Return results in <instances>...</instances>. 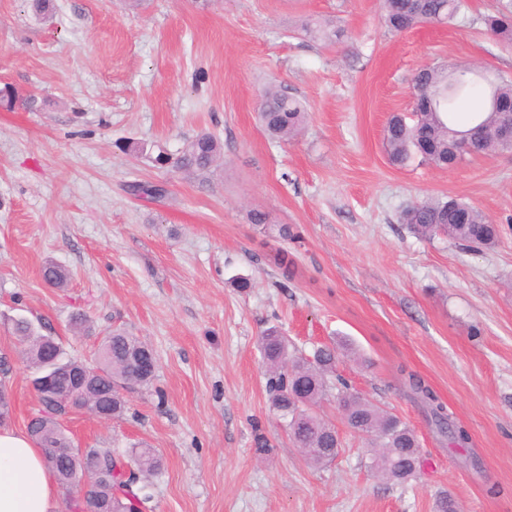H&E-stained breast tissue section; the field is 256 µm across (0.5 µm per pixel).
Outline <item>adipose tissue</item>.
Here are the masks:
<instances>
[{"label":"adipose tissue","instance_id":"1","mask_svg":"<svg viewBox=\"0 0 512 512\" xmlns=\"http://www.w3.org/2000/svg\"><path fill=\"white\" fill-rule=\"evenodd\" d=\"M59 486L40 448L24 432L0 426V512H58Z\"/></svg>","mask_w":512,"mask_h":512}]
</instances>
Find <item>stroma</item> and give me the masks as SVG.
<instances>
[{
    "label": "stroma",
    "mask_w": 512,
    "mask_h": 512,
    "mask_svg": "<svg viewBox=\"0 0 512 512\" xmlns=\"http://www.w3.org/2000/svg\"><path fill=\"white\" fill-rule=\"evenodd\" d=\"M500 0H468L453 26L390 31L379 0H0V87L37 111L0 106V357L12 428L38 407L11 320L92 359L119 326L153 350L152 385L127 412L64 427L86 448L134 445L162 459L154 512H512V151L451 169L385 152L388 118L410 113L421 67L468 62L512 77V44L486 34ZM333 23L327 44L307 19ZM302 101L307 121L275 142L258 120L269 85ZM224 152L205 176L155 167L202 133ZM131 140L143 154L123 153ZM157 185L161 194L136 193ZM477 206L501 227L468 251L416 237L403 209L427 197ZM268 213L272 230L251 224ZM296 229L299 240L275 227ZM288 251L284 280L272 256ZM66 288L42 279L46 261ZM247 276L245 289L234 278ZM88 332L75 333L73 314ZM278 326L296 355L336 347V375L395 414L421 448L417 479L396 485L366 466L372 443L336 395L317 412L341 441L311 466L270 408L258 339ZM421 379L469 432L441 435L409 387Z\"/></svg>",
    "instance_id": "stroma-1"
}]
</instances>
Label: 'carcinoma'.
Here are the masks:
<instances>
[{
    "mask_svg": "<svg viewBox=\"0 0 512 512\" xmlns=\"http://www.w3.org/2000/svg\"><path fill=\"white\" fill-rule=\"evenodd\" d=\"M384 24L393 32H405L425 24L456 23L468 9L467 0H380ZM487 34L495 40L512 43V10L505 5L482 19ZM314 37L332 42L336 29L329 21L316 20L305 25ZM418 97L410 114L395 113L384 129L386 152L392 164L403 166L411 158L441 169L456 166L468 156L504 150L499 139L502 118L512 113V78L482 71L469 64L451 67L425 65L413 78ZM483 99V108L471 115L470 126L455 127L457 102L473 94ZM307 118L302 103L274 85L264 91L259 120L274 139L295 137ZM223 145L213 134L202 133L188 141L182 150L170 154L158 149L153 162L160 169L174 167L197 175L211 171L221 157ZM410 231L423 239L444 233L467 248H490L498 240L499 229L475 206L449 197L428 198L408 206L400 216ZM45 282L54 288L68 284L67 271L53 263L42 268ZM13 334L26 346L25 355L34 369L32 382L43 374L63 367H74L77 361L64 356L54 337H46L33 323L18 318L12 324ZM260 349L267 368V391L270 407L288 429L293 444L308 462L319 467L330 463L340 448L334 426L312 408L327 395V376L336 363V349L318 348L313 359L293 356L288 339L273 326L260 336ZM154 359L151 349L125 329L116 327L101 339L95 354V366L102 375L85 387L89 413L103 407L114 417L124 414L127 402L123 391L150 384L156 371L148 369ZM410 384L415 394L429 408L439 432L455 444H464L469 436L455 424L447 407L434 392L414 376ZM337 397L344 402V417L350 427L373 438L376 450L370 458V469L380 477L404 484L416 478L420 453L414 431L396 415L349 392L347 384L338 380ZM40 408L28 429L42 452L52 450L59 459L55 476L59 485L70 474V456L62 449L71 445L60 424L64 414L53 399L39 396ZM93 458L92 494L99 502V512H151V483L161 465L151 448H127L123 451L87 448Z\"/></svg>",
    "mask_w": 512,
    "mask_h": 512,
    "instance_id": "1",
    "label": "carcinoma"
}]
</instances>
